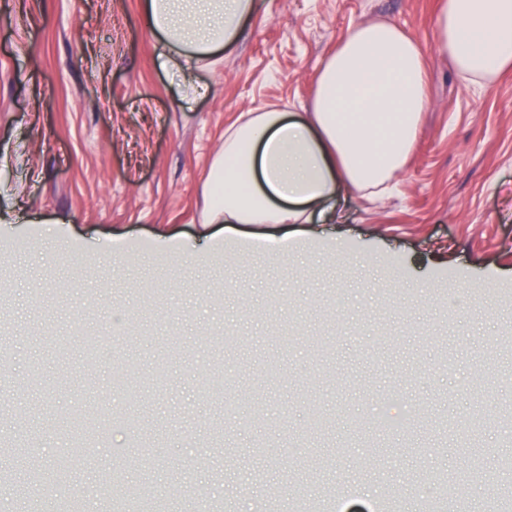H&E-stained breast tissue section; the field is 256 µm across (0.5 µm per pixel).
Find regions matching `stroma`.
<instances>
[{
  "instance_id": "1",
  "label": "stroma",
  "mask_w": 512,
  "mask_h": 512,
  "mask_svg": "<svg viewBox=\"0 0 512 512\" xmlns=\"http://www.w3.org/2000/svg\"><path fill=\"white\" fill-rule=\"evenodd\" d=\"M258 2L221 57L178 72L141 0H0V471L29 478L30 512H56L48 473L88 512H112L119 482L167 512H323L336 495L428 512L419 491L441 476L458 481L448 512H489L487 484L512 489L497 468L512 456V74L463 86L435 45L438 0ZM366 21L426 53L430 105L396 194L340 196L336 224L202 231L225 128L301 111ZM227 237L285 243L288 261L208 254ZM78 406L106 432L82 451L91 470L71 457ZM383 407L405 425L375 427ZM477 456L482 483L464 478Z\"/></svg>"
}]
</instances>
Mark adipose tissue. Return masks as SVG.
Returning a JSON list of instances; mask_svg holds the SVG:
<instances>
[{"label":"adipose tissue","mask_w":512,"mask_h":512,"mask_svg":"<svg viewBox=\"0 0 512 512\" xmlns=\"http://www.w3.org/2000/svg\"><path fill=\"white\" fill-rule=\"evenodd\" d=\"M255 0H142L162 64L208 63L234 44ZM440 49L459 81L487 88L512 71V0H440ZM429 104L424 51L390 22L360 23L321 68L308 111L247 110L224 132L205 186L208 224L335 219L338 193L391 189Z\"/></svg>","instance_id":"ef3b65f1"}]
</instances>
